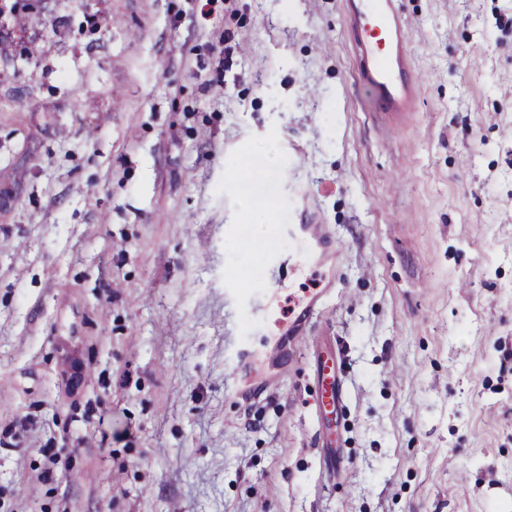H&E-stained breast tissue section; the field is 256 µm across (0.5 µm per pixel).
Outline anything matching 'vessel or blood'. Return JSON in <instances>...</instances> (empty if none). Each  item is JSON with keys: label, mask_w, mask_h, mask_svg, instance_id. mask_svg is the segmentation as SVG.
<instances>
[{"label": "vessel or blood", "mask_w": 512, "mask_h": 512, "mask_svg": "<svg viewBox=\"0 0 512 512\" xmlns=\"http://www.w3.org/2000/svg\"><path fill=\"white\" fill-rule=\"evenodd\" d=\"M345 23L353 34V47L361 63V74L377 93L379 111L389 121L416 111L420 77L413 60L407 28L395 0H342ZM294 238L307 242L314 251L340 254L336 237L327 224H294ZM329 294L318 288L301 303L288 308V328L278 336V346L288 342L310 323ZM260 350L253 342L251 326H242L231 341L230 356L237 366H248ZM322 404H333L340 397L333 365L319 368Z\"/></svg>", "instance_id": "1"}]
</instances>
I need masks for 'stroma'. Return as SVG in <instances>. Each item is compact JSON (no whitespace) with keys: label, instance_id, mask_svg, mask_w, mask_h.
I'll use <instances>...</instances> for the list:
<instances>
[{"label":"stroma","instance_id":"stroma-1","mask_svg":"<svg viewBox=\"0 0 512 512\" xmlns=\"http://www.w3.org/2000/svg\"><path fill=\"white\" fill-rule=\"evenodd\" d=\"M398 7L385 133L342 0H0V512H512V0ZM290 234L307 242L316 253L330 251L336 256V261L339 258L341 249L328 224H292ZM331 282L325 288H313L308 297L298 304H288V329L278 336L276 342L280 347L288 345L294 337L299 336L302 330L310 323L313 316L319 311L324 300L329 295ZM280 288H265V289H248V288H231L228 289L230 294H237L240 297L250 299V304L269 306L278 300V292ZM253 332L250 325H243L238 336L231 340L230 356L237 367H246L249 362L260 354L253 342ZM322 388L320 393V401L323 405L336 404L339 400L340 393L336 385V373L334 366L328 362L323 363L319 368Z\"/></svg>","mask_w":512,"mask_h":512}]
</instances>
